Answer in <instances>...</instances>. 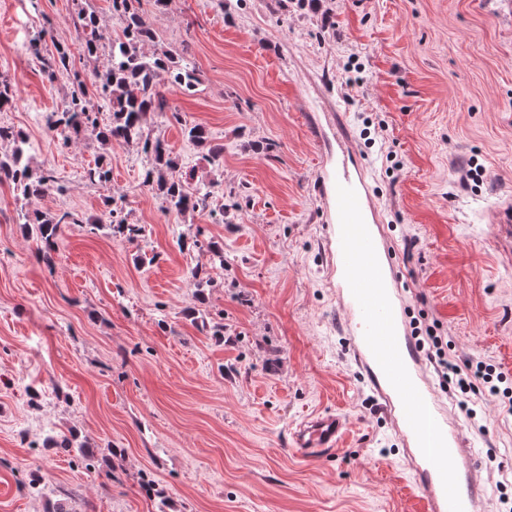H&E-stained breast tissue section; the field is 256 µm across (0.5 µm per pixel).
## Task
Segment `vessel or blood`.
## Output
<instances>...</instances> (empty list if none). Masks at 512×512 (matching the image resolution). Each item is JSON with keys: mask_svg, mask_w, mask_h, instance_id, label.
<instances>
[{"mask_svg": "<svg viewBox=\"0 0 512 512\" xmlns=\"http://www.w3.org/2000/svg\"><path fill=\"white\" fill-rule=\"evenodd\" d=\"M317 191L354 358L410 450L417 487L431 512H476L478 485L458 464L462 431L440 409L422 354L403 330L393 252L374 230L379 216L364 160L347 150L323 153ZM346 432L345 417L329 410L301 420L291 445L303 457L320 459L336 452Z\"/></svg>", "mask_w": 512, "mask_h": 512, "instance_id": "vessel-or-blood-1", "label": "vessel or blood"}]
</instances>
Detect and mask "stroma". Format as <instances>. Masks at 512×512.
Segmentation results:
<instances>
[{"label": "stroma", "instance_id": "1", "mask_svg": "<svg viewBox=\"0 0 512 512\" xmlns=\"http://www.w3.org/2000/svg\"><path fill=\"white\" fill-rule=\"evenodd\" d=\"M141 9L146 53L197 78L189 91L163 84L171 112L149 131L183 180L213 191L204 212L165 211L139 147L45 125L71 79L48 81L40 58L69 46L92 82L122 29L112 0H0V82L15 92L0 125L25 134L33 168L59 185L25 200L0 183V512H422L405 446L340 324L312 128L337 126L368 165L410 335L433 329L450 357L491 365L512 391V238L493 229L495 206L512 202V0ZM82 12L103 34L93 66L76 38ZM188 124L223 145L221 163L187 142ZM102 155L107 188L83 177ZM109 193L145 225L138 241L88 233ZM34 209L80 218L50 266L23 225ZM197 239L220 243L223 264ZM195 268L210 280L201 293ZM437 394L481 463L478 512H512V411L452 384ZM322 410L349 432L334 455L303 460L290 431ZM56 434L73 451L47 446Z\"/></svg>", "mask_w": 512, "mask_h": 512}]
</instances>
